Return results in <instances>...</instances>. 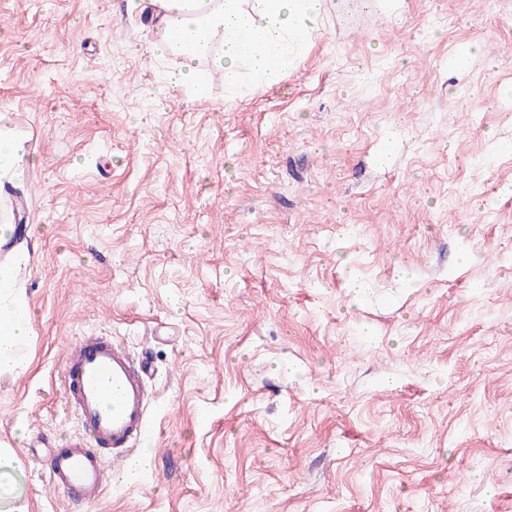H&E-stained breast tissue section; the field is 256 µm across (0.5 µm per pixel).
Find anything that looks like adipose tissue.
<instances>
[{"mask_svg": "<svg viewBox=\"0 0 512 512\" xmlns=\"http://www.w3.org/2000/svg\"><path fill=\"white\" fill-rule=\"evenodd\" d=\"M158 17L164 36L155 55L176 61L170 84L204 91L203 65L221 70L236 88L242 73L267 85L279 72L296 68L303 36L320 26L324 0H136ZM31 312L0 267V375L24 371V349L32 340Z\"/></svg>", "mask_w": 512, "mask_h": 512, "instance_id": "obj_1", "label": "adipose tissue"}]
</instances>
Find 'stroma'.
<instances>
[{"mask_svg":"<svg viewBox=\"0 0 512 512\" xmlns=\"http://www.w3.org/2000/svg\"><path fill=\"white\" fill-rule=\"evenodd\" d=\"M131 0H0V377L27 512H512V0H326L297 69L170 87ZM147 353L150 466L70 506L64 350ZM28 163L22 143L13 137L7 113H0V170H8L17 182H23ZM31 312L0 265V375L18 374L27 368L23 350L32 340Z\"/></svg>","mask_w":512,"mask_h":512,"instance_id":"obj_1","label":"stroma"}]
</instances>
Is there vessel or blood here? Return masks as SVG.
I'll use <instances>...</instances> for the list:
<instances>
[{
  "label": "vessel or blood",
  "instance_id": "1",
  "mask_svg": "<svg viewBox=\"0 0 512 512\" xmlns=\"http://www.w3.org/2000/svg\"><path fill=\"white\" fill-rule=\"evenodd\" d=\"M149 363L108 336L71 341L64 361L63 398L81 435L50 449L45 476L72 503L97 501L106 485V462L135 458L153 436Z\"/></svg>",
  "mask_w": 512,
  "mask_h": 512
}]
</instances>
